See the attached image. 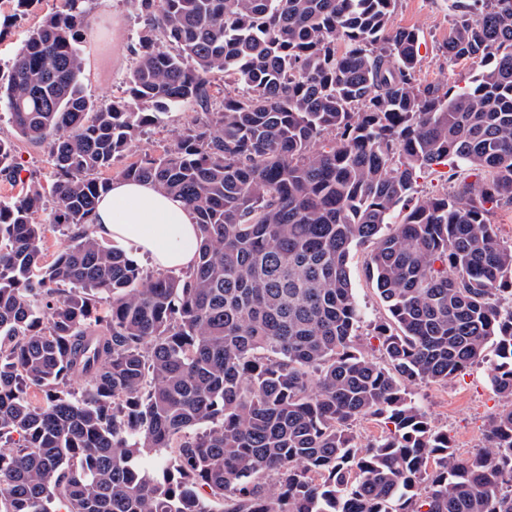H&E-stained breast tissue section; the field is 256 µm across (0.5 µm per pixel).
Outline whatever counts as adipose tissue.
I'll use <instances>...</instances> for the list:
<instances>
[{
	"instance_id": "obj_1",
	"label": "adipose tissue",
	"mask_w": 512,
	"mask_h": 512,
	"mask_svg": "<svg viewBox=\"0 0 512 512\" xmlns=\"http://www.w3.org/2000/svg\"><path fill=\"white\" fill-rule=\"evenodd\" d=\"M91 222L95 237L134 244L158 270L182 272L195 263L199 228L194 214L182 199L152 182L113 180Z\"/></svg>"
}]
</instances>
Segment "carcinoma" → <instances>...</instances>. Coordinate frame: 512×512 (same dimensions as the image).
<instances>
[{"label":"carcinoma","instance_id":"obj_1","mask_svg":"<svg viewBox=\"0 0 512 512\" xmlns=\"http://www.w3.org/2000/svg\"><path fill=\"white\" fill-rule=\"evenodd\" d=\"M89 2L44 15L0 84L19 138L56 135L50 189L0 200V512H512V408L461 458L407 392L491 348L512 398V241L491 221L512 205V0H448V59L478 67L456 94L419 81L397 0H131L136 60L98 105ZM186 104L190 126L115 171L199 224L193 269L147 272L89 222L101 174ZM13 158L0 138V176ZM433 165L473 180L390 224ZM366 243L383 364L357 335ZM368 418L391 428L361 449Z\"/></svg>","mask_w":512,"mask_h":512}]
</instances>
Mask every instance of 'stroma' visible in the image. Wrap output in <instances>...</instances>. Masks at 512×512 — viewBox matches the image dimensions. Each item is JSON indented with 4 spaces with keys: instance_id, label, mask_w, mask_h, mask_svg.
<instances>
[{
    "instance_id": "obj_1",
    "label": "stroma",
    "mask_w": 512,
    "mask_h": 512,
    "mask_svg": "<svg viewBox=\"0 0 512 512\" xmlns=\"http://www.w3.org/2000/svg\"><path fill=\"white\" fill-rule=\"evenodd\" d=\"M64 0H36L30 14L14 16L12 0H0V83L8 78V63L23 47L28 31L46 13L60 8ZM447 0H398L390 19L391 28L417 29L421 36L418 78L421 83L443 88L462 86L474 70L448 59L444 43L452 25ZM144 22L138 19L131 0H93L82 42L84 84L88 97L96 103L123 96L125 78L135 62L134 50ZM196 109L185 106L163 116L134 144L133 156L153 152L159 140L190 124ZM0 137L15 139L18 166L15 183L0 179V200L19 194L31 182L47 183L52 166L49 142L34 143L16 139L5 110L0 109ZM369 250L357 247L351 252L349 272L353 292L362 313L358 334L362 349L377 357V342L371 336L375 320L387 317L385 304L365 273ZM495 355L472 365L447 384L418 381L408 387L409 395L428 414L432 422L446 429L458 456L464 457L485 446L484 429L488 420L507 408L511 401L493 391L490 376Z\"/></svg>"
}]
</instances>
